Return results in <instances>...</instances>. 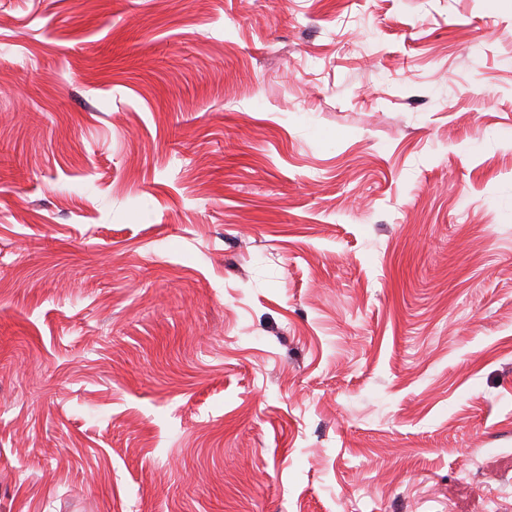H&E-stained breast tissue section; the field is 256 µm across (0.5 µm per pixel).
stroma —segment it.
I'll list each match as a JSON object with an SVG mask.
<instances>
[{
    "instance_id": "stroma-1",
    "label": "stroma",
    "mask_w": 512,
    "mask_h": 512,
    "mask_svg": "<svg viewBox=\"0 0 512 512\" xmlns=\"http://www.w3.org/2000/svg\"><path fill=\"white\" fill-rule=\"evenodd\" d=\"M0 512H512V0H0Z\"/></svg>"
}]
</instances>
